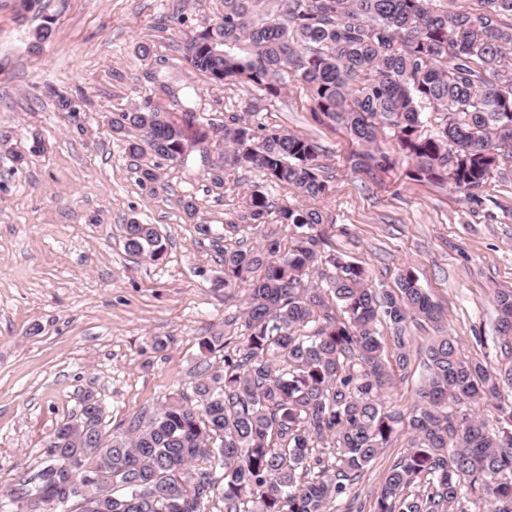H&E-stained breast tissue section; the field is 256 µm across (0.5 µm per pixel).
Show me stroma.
<instances>
[{
	"label": "stroma",
	"instance_id": "1",
	"mask_svg": "<svg viewBox=\"0 0 512 512\" xmlns=\"http://www.w3.org/2000/svg\"><path fill=\"white\" fill-rule=\"evenodd\" d=\"M219 0H0V488L43 466L45 444L87 393L104 403L106 435L171 394L191 395L205 366H219L244 332L245 293L222 286L225 250L258 247L247 226L231 228L243 197L263 184L241 169L214 188L198 152L160 164L156 190L142 187L134 161L108 119L155 97L150 73L194 88L193 117L180 125L243 117L254 91L211 85L177 50L186 33L212 24ZM43 24L42 43L32 34ZM148 43L153 54L136 55ZM76 113L57 111L54 93ZM254 125L314 140L324 151L327 195L311 200L324 249L360 264L374 287H395L412 270L448 310L462 351L496 367L512 354L496 341L493 294L512 289V168L493 172L474 205L449 186L418 182L409 165L364 173L356 145L319 121L306 89L292 83L252 115ZM44 149L31 152L33 137ZM26 156L16 164L14 154ZM195 197L187 218L178 200ZM156 225L164 260L129 255L124 226ZM216 339L214 351L204 343ZM406 429L366 468L353 491L371 505L393 462L409 447Z\"/></svg>",
	"mask_w": 512,
	"mask_h": 512
}]
</instances>
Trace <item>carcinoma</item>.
<instances>
[{
    "instance_id": "1",
    "label": "carcinoma",
    "mask_w": 512,
    "mask_h": 512,
    "mask_svg": "<svg viewBox=\"0 0 512 512\" xmlns=\"http://www.w3.org/2000/svg\"><path fill=\"white\" fill-rule=\"evenodd\" d=\"M477 2L448 10L436 0H220L215 23L185 37L180 50L212 85L245 83L266 101L301 83L313 111L360 147L355 165L395 164L379 139L388 129L413 179L449 184L477 204L491 172L512 160V70L501 64L512 51V0ZM157 91L156 103L112 117L129 157L182 159L191 143L213 136L224 147L214 158L202 150L201 160L215 188H224L228 172L253 169L303 198L326 193L323 150L311 139L258 133L235 117L190 137L164 109L181 103L180 89L162 81ZM158 169L139 165L134 173L152 187ZM273 213L295 228L300 245L286 252L265 234L258 250L224 251V287L247 292V334L224 365L199 373L195 402L171 396L107 439L102 402L87 395L47 441V464L32 471L34 501L76 484L90 509L73 512H205L218 492L224 512H354L352 486L405 423L410 449L390 467L371 512H457L477 491L488 512H512V368L465 356L446 330L444 308L412 271L394 289L376 288L364 267L320 249L318 210L278 206L259 189L244 196L247 226ZM125 250L159 261L166 243L154 225L133 221ZM494 302L507 348L512 290ZM380 313L404 372L408 327L433 331L406 416L385 401ZM484 404L498 411L501 428L488 429L476 415ZM317 440L328 443L336 465L309 478ZM67 458L79 466L67 468Z\"/></svg>"
}]
</instances>
